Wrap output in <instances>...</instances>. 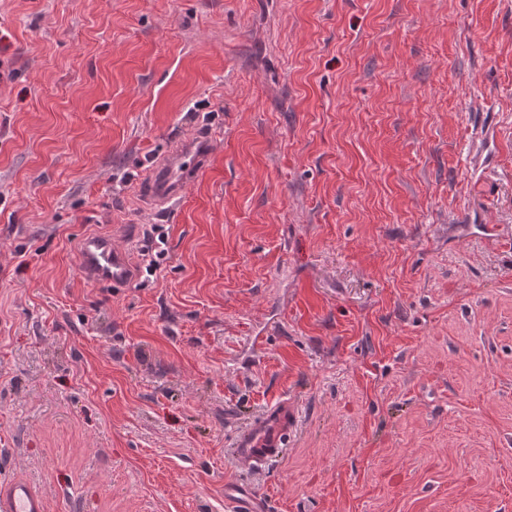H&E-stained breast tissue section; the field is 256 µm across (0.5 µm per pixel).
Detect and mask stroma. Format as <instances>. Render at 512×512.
Listing matches in <instances>:
<instances>
[{
    "mask_svg": "<svg viewBox=\"0 0 512 512\" xmlns=\"http://www.w3.org/2000/svg\"><path fill=\"white\" fill-rule=\"evenodd\" d=\"M283 397L267 512H512V0H0V479L235 512ZM213 132L209 129L182 141L153 166V183L150 193L158 204L176 200L185 182L203 169L210 158ZM80 273L89 283L122 288L135 277V267L111 237L91 235L82 242ZM296 424V412L288 398L268 408L258 423L241 434L227 448L236 467L248 474L262 471L288 452V431ZM224 500L239 507V512H263L252 507L256 496L247 481H235L224 484Z\"/></svg>",
    "mask_w": 512,
    "mask_h": 512,
    "instance_id": "35a3bbf8",
    "label": "stroma"
}]
</instances>
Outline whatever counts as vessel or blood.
Returning <instances> with one entry per match:
<instances>
[{
    "instance_id": "obj_1",
    "label": "vessel or blood",
    "mask_w": 512,
    "mask_h": 512,
    "mask_svg": "<svg viewBox=\"0 0 512 512\" xmlns=\"http://www.w3.org/2000/svg\"><path fill=\"white\" fill-rule=\"evenodd\" d=\"M212 144L213 133L206 130L180 142L157 160L150 190L156 203L163 205L181 195L186 181L206 166ZM80 273L89 283L121 288L134 278L135 268L127 253L117 248L111 237L91 235L82 242ZM295 424L293 405L288 400H280L265 411L258 423L249 426L238 437L227 455L244 473L264 470L286 455L288 432ZM224 499L238 506L239 512H256V497L248 482L226 483ZM0 512H46V503L27 482L1 480Z\"/></svg>"
}]
</instances>
